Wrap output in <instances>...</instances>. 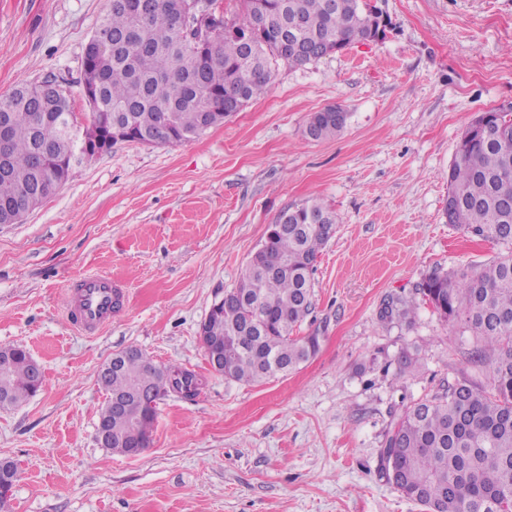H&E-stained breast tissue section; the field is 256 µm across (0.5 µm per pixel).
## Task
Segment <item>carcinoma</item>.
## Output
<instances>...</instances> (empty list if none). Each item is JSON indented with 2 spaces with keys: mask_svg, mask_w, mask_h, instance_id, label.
<instances>
[{
  "mask_svg": "<svg viewBox=\"0 0 512 512\" xmlns=\"http://www.w3.org/2000/svg\"><path fill=\"white\" fill-rule=\"evenodd\" d=\"M100 22L112 33V49L83 60L81 94L92 120L66 136L70 90L55 78L22 85L0 96V113H12L8 171L0 174V213L17 224L64 184L69 171H40L41 146L58 157L75 142H105L97 113L133 126L130 142L175 145L206 131L205 114L232 98L239 107L264 95L276 68L304 66L352 42H376L389 21L372 0H239L231 17L211 16L215 0H126ZM348 115L328 106L312 113L306 136L340 134ZM455 199L448 223L507 249L471 273L434 271L416 288L441 317L461 323L479 340L468 361L488 369L485 389L461 373L442 391L398 413L379 452L380 476L424 512H512V113H481L469 125L448 168ZM336 215L319 200L283 211L252 255L224 305L209 314L203 346L224 345L219 374L253 384L285 375L314 357L316 335L293 332L311 310V275L331 238ZM416 302L390 296L380 320H410ZM13 361L0 369V408L33 396L30 354L10 346ZM108 395L148 388L156 399H193L201 389L187 369L156 365L145 355L129 358L99 377ZM156 412H100L108 449L142 452ZM18 470L0 474V509L12 496Z\"/></svg>",
  "mask_w": 512,
  "mask_h": 512,
  "instance_id": "carcinoma-1",
  "label": "carcinoma"
}]
</instances>
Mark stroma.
I'll return each mask as SVG.
<instances>
[{"label": "stroma", "mask_w": 512, "mask_h": 512, "mask_svg": "<svg viewBox=\"0 0 512 512\" xmlns=\"http://www.w3.org/2000/svg\"><path fill=\"white\" fill-rule=\"evenodd\" d=\"M378 5L383 40L280 67L263 97L192 141L80 159L22 223L0 224V347L26 348L43 371L34 396L0 409V460L21 474L6 512H422L380 476L379 451L396 413L469 368L462 327L423 302L409 323L379 311L432 271L502 251L445 210L462 133L512 106V0ZM109 7L0 0V95L53 74L85 117L84 48ZM336 104L349 114L341 134L307 139L308 116ZM313 197L338 222L294 333L320 348L285 376L225 379L199 327L279 214ZM89 273L124 292L94 336L63 314ZM130 346L203 380L194 400L158 402L137 456L96 440L99 372Z\"/></svg>", "instance_id": "stroma-1"}]
</instances>
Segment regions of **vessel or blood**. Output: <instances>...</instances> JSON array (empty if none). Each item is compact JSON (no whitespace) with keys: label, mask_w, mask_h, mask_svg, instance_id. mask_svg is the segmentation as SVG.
I'll use <instances>...</instances> for the list:
<instances>
[{"label":"vessel or blood","mask_w":512,"mask_h":512,"mask_svg":"<svg viewBox=\"0 0 512 512\" xmlns=\"http://www.w3.org/2000/svg\"><path fill=\"white\" fill-rule=\"evenodd\" d=\"M116 285L109 275L88 274L78 281V288L71 296L72 324L82 332L96 330L112 320V303Z\"/></svg>","instance_id":"vessel-or-blood-1"}]
</instances>
